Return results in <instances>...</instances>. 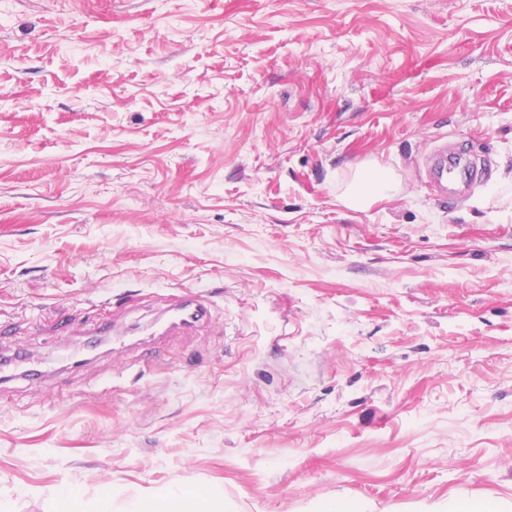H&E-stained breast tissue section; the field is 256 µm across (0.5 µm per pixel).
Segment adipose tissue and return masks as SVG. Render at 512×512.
<instances>
[{"instance_id":"1","label":"adipose tissue","mask_w":512,"mask_h":512,"mask_svg":"<svg viewBox=\"0 0 512 512\" xmlns=\"http://www.w3.org/2000/svg\"><path fill=\"white\" fill-rule=\"evenodd\" d=\"M399 187L400 179L393 168L372 161L356 169L336 199L346 208L364 211L375 201L396 195ZM127 512H226V508L221 498L193 495L187 489L179 488L146 504L132 501Z\"/></svg>"}]
</instances>
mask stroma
<instances>
[{
  "instance_id": "1",
  "label": "stroma",
  "mask_w": 512,
  "mask_h": 512,
  "mask_svg": "<svg viewBox=\"0 0 512 512\" xmlns=\"http://www.w3.org/2000/svg\"><path fill=\"white\" fill-rule=\"evenodd\" d=\"M372 159L398 196L338 204ZM506 196L512 0H6L0 355L46 375L0 386V512L512 503ZM429 171L433 187L441 196L463 197L480 187L476 162L460 150L445 147L436 151L429 159ZM175 312L177 316L172 323V332H192L199 323L208 317V308L204 299L196 294L185 297ZM127 512H225L224 499L209 494L192 495L185 486L177 488L170 495L154 499L143 505L133 500Z\"/></svg>"
}]
</instances>
